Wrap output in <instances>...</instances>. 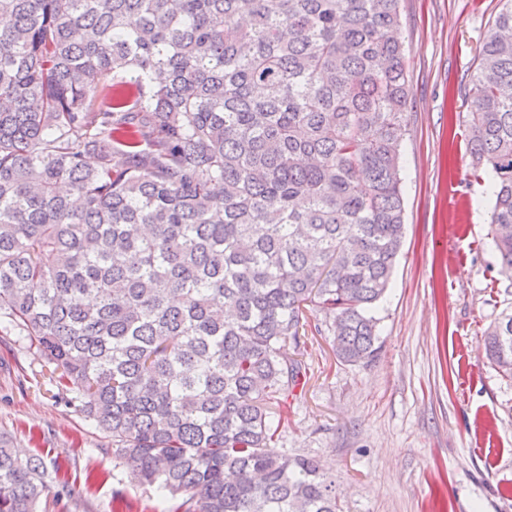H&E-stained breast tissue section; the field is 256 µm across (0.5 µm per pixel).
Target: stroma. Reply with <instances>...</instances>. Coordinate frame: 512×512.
<instances>
[{
    "instance_id": "1",
    "label": "stroma",
    "mask_w": 512,
    "mask_h": 512,
    "mask_svg": "<svg viewBox=\"0 0 512 512\" xmlns=\"http://www.w3.org/2000/svg\"><path fill=\"white\" fill-rule=\"evenodd\" d=\"M498 10L499 0H401L406 225L374 306L380 349L342 362L326 325L287 350L304 369L274 450L316 460L343 512H512V378L482 348L512 308V281L467 147L471 74ZM5 323L0 315V437L19 457H46L39 512H168Z\"/></svg>"
}]
</instances>
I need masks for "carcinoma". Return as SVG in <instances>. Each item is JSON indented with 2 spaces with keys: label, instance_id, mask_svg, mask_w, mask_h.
I'll return each instance as SVG.
<instances>
[{
  "label": "carcinoma",
  "instance_id": "carcinoma-1",
  "mask_svg": "<svg viewBox=\"0 0 512 512\" xmlns=\"http://www.w3.org/2000/svg\"><path fill=\"white\" fill-rule=\"evenodd\" d=\"M471 78L512 280V0ZM0 312L170 512H340L275 453L309 317L373 359L405 224L401 0H0ZM95 161H89V157ZM512 373V313L484 331ZM40 455L0 439V512Z\"/></svg>",
  "mask_w": 512,
  "mask_h": 512
}]
</instances>
